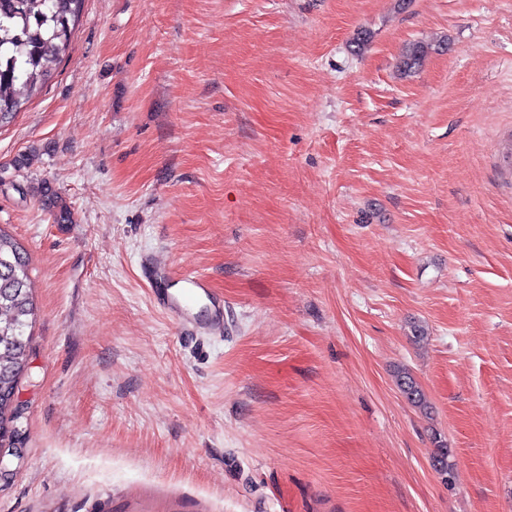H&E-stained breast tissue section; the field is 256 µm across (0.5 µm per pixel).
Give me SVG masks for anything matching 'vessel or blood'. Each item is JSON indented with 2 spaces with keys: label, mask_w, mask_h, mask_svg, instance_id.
<instances>
[{
  "label": "vessel or blood",
  "mask_w": 512,
  "mask_h": 512,
  "mask_svg": "<svg viewBox=\"0 0 512 512\" xmlns=\"http://www.w3.org/2000/svg\"><path fill=\"white\" fill-rule=\"evenodd\" d=\"M141 269L148 281H167V288L158 291L157 301L182 334L223 336L224 298L213 291L206 276L167 271L150 256L142 258Z\"/></svg>",
  "instance_id": "obj_1"
}]
</instances>
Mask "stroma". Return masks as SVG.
Masks as SVG:
<instances>
[{"instance_id": "obj_1", "label": "stroma", "mask_w": 512, "mask_h": 512, "mask_svg": "<svg viewBox=\"0 0 512 512\" xmlns=\"http://www.w3.org/2000/svg\"><path fill=\"white\" fill-rule=\"evenodd\" d=\"M511 132L512 0H85L0 128L37 305L0 512H512ZM39 195L45 201V205L52 211L55 223L70 224L73 223V215L70 208L63 203L62 199L46 185L42 183L37 188ZM141 269L150 282L165 279L171 286L157 291L158 304L176 323L185 336L223 337L224 297L216 294L206 276L193 271L180 275L158 265L152 256L141 259ZM177 287V288H174ZM207 313L204 321H198V306ZM396 384L407 400L419 409H427L424 394L412 373L402 369L396 374ZM437 451L433 456L432 465L438 475H440L445 482L451 483L454 478V464L451 460L450 450L447 445L439 441Z\"/></svg>"}]
</instances>
